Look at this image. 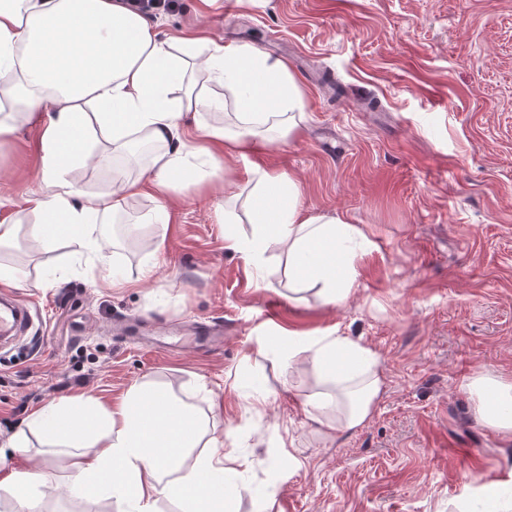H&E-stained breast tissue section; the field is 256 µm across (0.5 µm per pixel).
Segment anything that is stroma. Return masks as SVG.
<instances>
[{"mask_svg":"<svg viewBox=\"0 0 512 512\" xmlns=\"http://www.w3.org/2000/svg\"><path fill=\"white\" fill-rule=\"evenodd\" d=\"M150 17L165 36L200 31L284 61L306 121L247 160L225 159L218 175L130 198L102 261L32 237L39 125L0 139V215L20 219L0 266L38 314L0 346V512L23 493L12 474L38 470L54 483L43 512H117L109 498L68 493L66 456L6 443L49 403L83 395L109 408L135 386L194 405L206 438L235 449L264 492L231 512H459L464 492L512 464V443L479 420L467 387L481 372L512 381V0H177ZM89 147L105 163L64 174L88 195L111 193L113 169L135 179L150 160L113 153L100 131ZM253 164L289 173L308 211L343 214L367 235L345 302L291 298L280 245L263 256L261 287L254 265L225 248V234L251 226L225 224L224 184L250 188ZM161 201L171 222L146 223ZM106 262L128 286L104 280ZM212 321L224 324L222 350L182 334ZM288 331L348 336L375 353L383 389L364 426L326 436L308 418L314 378L263 348Z\"/></svg>","mask_w":512,"mask_h":512,"instance_id":"1","label":"stroma"}]
</instances>
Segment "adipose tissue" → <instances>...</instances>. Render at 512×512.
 <instances>
[{"label":"adipose tissue","mask_w":512,"mask_h":512,"mask_svg":"<svg viewBox=\"0 0 512 512\" xmlns=\"http://www.w3.org/2000/svg\"><path fill=\"white\" fill-rule=\"evenodd\" d=\"M192 66L233 93L231 123L201 120L215 103L186 81ZM174 88L182 97H171ZM0 97L15 106L9 119H0V137L21 123L43 127V189L28 200L40 219L35 239H79L97 257L108 242L106 218L122 213L145 187L195 183L199 167L218 168L225 155L245 158L259 128L269 124L279 136H294L305 119L304 92L283 61L244 45L160 37L155 24L123 0H0ZM190 112L196 120L189 134ZM95 128L111 133L118 151L136 134L157 144L150 176L131 180L114 171L105 196L82 194L65 181L63 172L87 156ZM253 181L247 192L224 188L225 204L242 202L252 226L249 236L227 237L228 248L258 266L268 244L279 242L288 251L291 278L315 287L324 302L348 299L363 232L341 214L306 212L301 185L290 174L258 166ZM277 351L285 362L302 359L310 367L317 389L305 406L312 422L340 431L371 418L383 381L368 347L327 336L283 343ZM469 388L482 421L512 441V382L480 373ZM35 435L47 447L69 449L72 495L107 496L122 512H155L162 497L186 501L190 512H227L246 491L244 483L224 479L237 462L233 451L210 450L197 467L183 470L185 453L198 445L200 424L191 406L161 390L133 387L109 411L88 398L49 404L11 445L30 448Z\"/></svg>","instance_id":"adipose-tissue-1"}]
</instances>
